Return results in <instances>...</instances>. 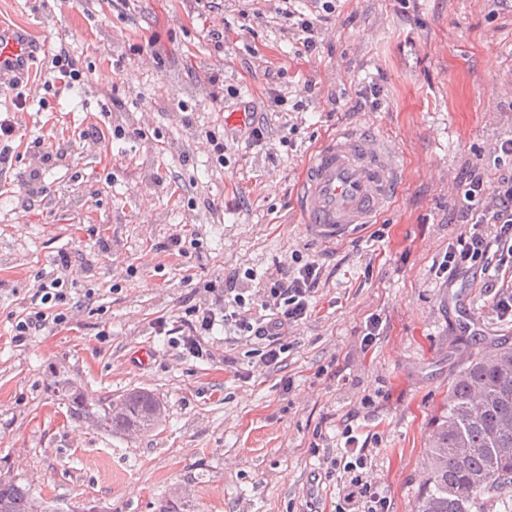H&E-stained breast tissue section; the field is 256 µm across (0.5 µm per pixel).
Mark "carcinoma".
I'll list each match as a JSON object with an SVG mask.
<instances>
[{"label": "carcinoma", "instance_id": "cac0c4a2", "mask_svg": "<svg viewBox=\"0 0 512 512\" xmlns=\"http://www.w3.org/2000/svg\"><path fill=\"white\" fill-rule=\"evenodd\" d=\"M163 406L148 391H133L120 403L111 398L91 411L76 402L71 416H92L115 432L157 426ZM466 448L464 455L456 449ZM429 485L416 512H471L491 491L512 489V346L493 344L470 355L448 384V396L427 453ZM0 512H37L28 488L0 480Z\"/></svg>", "mask_w": 512, "mask_h": 512}]
</instances>
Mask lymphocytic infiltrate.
Segmentation results:
<instances>
[{
  "mask_svg": "<svg viewBox=\"0 0 512 512\" xmlns=\"http://www.w3.org/2000/svg\"><path fill=\"white\" fill-rule=\"evenodd\" d=\"M495 152L493 175L475 167L466 171L458 184L459 218L466 229L448 248V266L461 270L477 265L488 273L484 288L492 295L491 309L504 319L512 316V293L498 291L495 275L512 268V138L501 140ZM70 268L71 258L63 253L49 269L39 273L37 295L42 308L17 319L16 343H26L43 329L67 323ZM321 274L322 266L314 258L296 267H282L278 274L266 277L250 303L236 289V273H229L209 284L211 301L187 307L189 333L178 343L189 353L202 355V336L211 333L215 325L230 323L257 340L255 354L263 367H278L282 354L288 351L286 337L290 329L304 323L314 311L312 298ZM329 464L331 471L344 473L336 482V512H390L389 499L366 471L367 456L356 437L347 436Z\"/></svg>",
  "mask_w": 512,
  "mask_h": 512,
  "instance_id": "1",
  "label": "lymphocytic infiltrate"
}]
</instances>
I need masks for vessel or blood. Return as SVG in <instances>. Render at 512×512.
Here are the masks:
<instances>
[{"label": "vessel or blood", "mask_w": 512, "mask_h": 512, "mask_svg": "<svg viewBox=\"0 0 512 512\" xmlns=\"http://www.w3.org/2000/svg\"><path fill=\"white\" fill-rule=\"evenodd\" d=\"M36 48L27 33L0 27V87L6 72L22 77ZM402 180L387 139L357 130L337 133L309 161L301 191V214L311 233L333 242L352 227L371 223L397 194Z\"/></svg>", "instance_id": "b4317fda"}]
</instances>
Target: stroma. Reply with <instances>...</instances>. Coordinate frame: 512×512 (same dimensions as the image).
<instances>
[{"mask_svg":"<svg viewBox=\"0 0 512 512\" xmlns=\"http://www.w3.org/2000/svg\"><path fill=\"white\" fill-rule=\"evenodd\" d=\"M335 4L309 53L281 0H0V24L40 47L34 75L0 91V113L25 132L0 175V479L47 512H332L322 459L349 430L390 512H414L450 378L466 354L512 342L483 272L442 266L465 230L457 183L471 165L492 168L512 137V0ZM63 47L85 74L56 94L36 72ZM210 68L238 99L210 100ZM244 102L264 120L263 146L224 124ZM189 111L226 138L223 156L190 134ZM92 124L101 143L82 139ZM348 128L389 139L403 180L376 223L326 243L303 224L296 188L318 147ZM37 138L62 155L39 179L43 194L17 179L35 166ZM174 233L197 257L166 250ZM63 252L79 268L70 319L17 345L16 316L42 308L36 275ZM297 255L318 256L323 271L280 368H253L230 325L205 337L210 357L177 348L210 281L233 271L254 292ZM374 318L379 334L362 347ZM133 390L165 408L152 431L131 438L69 415V397Z\"/></svg>","mask_w":512,"mask_h":512,"instance_id":"obj_1","label":"stroma"}]
</instances>
